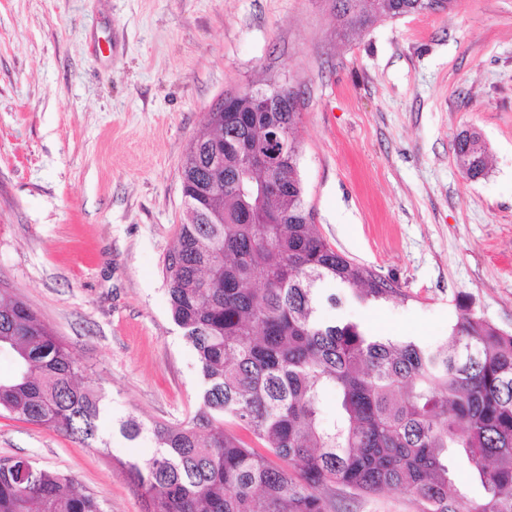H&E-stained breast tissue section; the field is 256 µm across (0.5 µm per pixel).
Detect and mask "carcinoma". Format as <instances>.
Here are the masks:
<instances>
[{
    "label": "carcinoma",
    "mask_w": 512,
    "mask_h": 512,
    "mask_svg": "<svg viewBox=\"0 0 512 512\" xmlns=\"http://www.w3.org/2000/svg\"><path fill=\"white\" fill-rule=\"evenodd\" d=\"M343 29L428 12L431 0H336ZM246 96L189 145L182 173L187 222L165 260L170 310L203 377L194 414L177 423L119 424L154 454L119 461L146 512H336V492H405L415 512H512V333L464 311L435 348L329 322L334 282L361 303L409 296L334 249L308 218L298 171V113L253 112ZM260 141L288 131L282 169L247 174L230 145L235 125ZM482 135L461 132L457 165L482 175ZM224 148V187L199 203L211 150ZM281 182L260 195L232 186ZM0 412L99 438L102 395L70 346L20 298L0 295ZM336 396L330 419L323 409ZM478 484L472 501L451 491ZM73 479L0 457V512H102Z\"/></svg>",
    "instance_id": "carcinoma-1"
}]
</instances>
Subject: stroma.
I'll list each match as a JSON object with an SVG mask.
<instances>
[{"label": "stroma", "mask_w": 512, "mask_h": 512, "mask_svg": "<svg viewBox=\"0 0 512 512\" xmlns=\"http://www.w3.org/2000/svg\"><path fill=\"white\" fill-rule=\"evenodd\" d=\"M298 93V170L321 235L409 296L330 320L436 345L461 310L512 332V0L343 33L333 0H0V289L70 345L103 395L111 454L0 417V457L144 512L120 419H184L202 377L164 263L186 220L181 165L224 94ZM479 130L470 180L456 136ZM470 137L472 146L469 147ZM482 141L483 146H477ZM454 153L457 165L470 176L473 170L476 172L473 177L483 174L487 164V147L482 138V135L476 130L462 131L455 140Z\"/></svg>", "instance_id": "obj_1"}]
</instances>
